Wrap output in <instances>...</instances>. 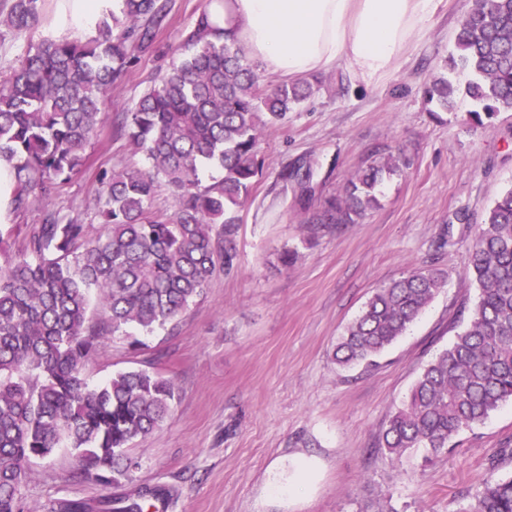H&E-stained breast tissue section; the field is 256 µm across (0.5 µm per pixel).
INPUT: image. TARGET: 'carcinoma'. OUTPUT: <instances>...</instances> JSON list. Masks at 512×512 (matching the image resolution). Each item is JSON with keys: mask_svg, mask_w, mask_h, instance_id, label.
<instances>
[{"mask_svg": "<svg viewBox=\"0 0 512 512\" xmlns=\"http://www.w3.org/2000/svg\"><path fill=\"white\" fill-rule=\"evenodd\" d=\"M39 2L12 0L0 14V37L35 25ZM118 2L94 38L43 40L0 81V157L13 162L18 207L35 189L84 167L104 98L134 61L131 48H151L167 15L166 0ZM455 51L449 73L426 91L434 111L453 109L461 91L478 123L512 112V0H472ZM450 73L466 76L464 89ZM310 94L303 82L262 89L257 66L205 10L185 32L176 61L119 124L150 167L102 175L97 206L106 232L92 235L87 225L50 214L17 253L0 236V512H30L23 489L32 464L62 445L74 454L76 476L105 486L132 480L139 461L131 446L164 423L176 385L135 369L91 386L84 364L108 336L173 322L218 274L234 269L238 211L262 175L261 130ZM206 164L221 168L222 178L202 184ZM406 166L392 153L374 159L304 229L315 236L355 223L377 204L381 182ZM280 177L303 196L312 192L309 165L286 167ZM161 182L174 202L167 217L151 210ZM469 251L478 301L391 415L381 446L397 459L414 448L438 457L512 399V189L495 200ZM443 285L442 273L427 269L376 289L336 344V363L376 365ZM92 292L108 313L103 324L88 315ZM155 500L166 503V492L145 487L134 498L112 499V512H147ZM448 512H512V477L489 475Z\"/></svg>", "mask_w": 512, "mask_h": 512, "instance_id": "1", "label": "carcinoma"}]
</instances>
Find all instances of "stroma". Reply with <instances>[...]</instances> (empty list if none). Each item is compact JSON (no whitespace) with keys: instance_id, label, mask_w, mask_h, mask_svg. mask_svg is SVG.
Returning <instances> with one entry per match:
<instances>
[{"instance_id":"35a3bbf8","label":"stroma","mask_w":512,"mask_h":512,"mask_svg":"<svg viewBox=\"0 0 512 512\" xmlns=\"http://www.w3.org/2000/svg\"><path fill=\"white\" fill-rule=\"evenodd\" d=\"M170 4L154 45L136 52L106 100L81 171L48 195L32 193L21 208L0 196V236L12 250L25 247L50 211L104 233L95 206L101 174L147 168L116 126L178 57L182 32L208 0ZM471 5L443 0L400 69L378 84L356 83L343 67L309 74L310 96L263 130V173L239 211L235 271L214 278L173 324L98 345L83 370L89 385L128 369L176 384L169 418L133 449L140 466L124 492L162 487L164 512H359L372 501L392 512H448L488 474L512 476V400L438 458L419 448L395 460L379 446L422 369L468 324L478 296L468 244L493 201L512 188V112L478 125L467 98L450 112L430 111L425 101ZM94 33L72 22L66 0H43L35 26L0 39V77L30 45ZM389 150L408 166L384 181L378 207L308 239L304 211L320 209L374 152ZM305 163L314 187L306 202L279 177L285 166ZM460 208L468 223L449 224ZM287 249L299 258L285 267L279 255ZM419 268L442 270L444 288L376 366L338 367L336 339L373 290ZM33 469L23 493L34 512H59L68 500L109 512L112 490L74 481L70 449H56Z\"/></svg>"}]
</instances>
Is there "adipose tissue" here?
I'll use <instances>...</instances> for the list:
<instances>
[{
    "mask_svg": "<svg viewBox=\"0 0 512 512\" xmlns=\"http://www.w3.org/2000/svg\"><path fill=\"white\" fill-rule=\"evenodd\" d=\"M440 0H211L213 22L271 73L295 79L346 65L375 84L393 73Z\"/></svg>",
    "mask_w": 512,
    "mask_h": 512,
    "instance_id": "ef3b65f1",
    "label": "adipose tissue"
}]
</instances>
